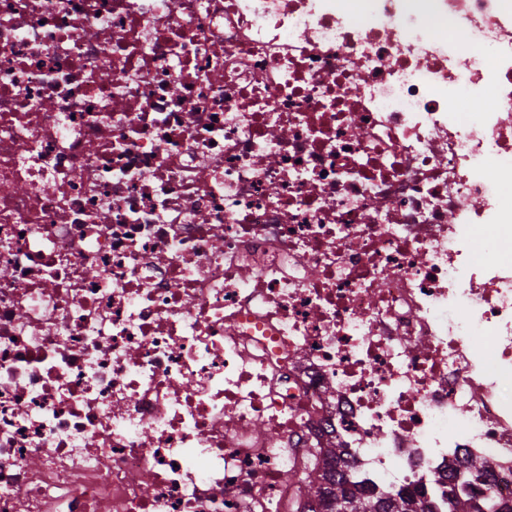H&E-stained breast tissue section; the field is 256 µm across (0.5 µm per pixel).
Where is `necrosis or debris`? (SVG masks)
Masks as SVG:
<instances>
[{
  "label": "necrosis or debris",
  "instance_id": "1",
  "mask_svg": "<svg viewBox=\"0 0 512 512\" xmlns=\"http://www.w3.org/2000/svg\"><path fill=\"white\" fill-rule=\"evenodd\" d=\"M509 381L512 0H0V512L512 500ZM330 454L323 469L307 478L311 512H345L343 510L347 502L350 503L347 512H376L369 510L372 503L381 505L382 511L378 512H425L418 510L413 497L403 493L376 498L363 497L359 491L363 490L368 481L359 480L339 448L330 451ZM448 491V512H479L476 510L477 504H487L470 485L458 490L448 485Z\"/></svg>",
  "mask_w": 512,
  "mask_h": 512
}]
</instances>
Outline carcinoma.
<instances>
[{"label":"carcinoma","mask_w":512,"mask_h":512,"mask_svg":"<svg viewBox=\"0 0 512 512\" xmlns=\"http://www.w3.org/2000/svg\"><path fill=\"white\" fill-rule=\"evenodd\" d=\"M366 480L357 477L343 451L331 452L325 466L307 478L308 492L312 503L311 512H343L350 504L349 512H371L370 505L378 503L382 512H420L413 497L403 493L364 497L359 494ZM484 503L471 487L449 489L448 512H477L476 506Z\"/></svg>","instance_id":"cac0c4a2"}]
</instances>
